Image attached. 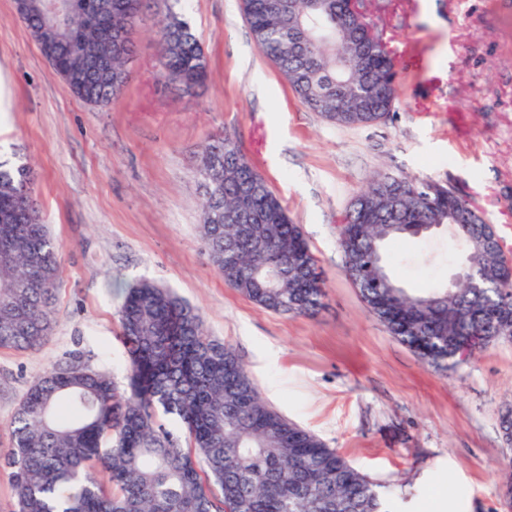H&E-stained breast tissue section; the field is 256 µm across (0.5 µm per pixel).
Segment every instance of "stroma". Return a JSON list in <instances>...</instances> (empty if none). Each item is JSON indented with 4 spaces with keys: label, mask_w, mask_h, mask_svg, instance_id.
Wrapping results in <instances>:
<instances>
[{
    "label": "stroma",
    "mask_w": 512,
    "mask_h": 512,
    "mask_svg": "<svg viewBox=\"0 0 512 512\" xmlns=\"http://www.w3.org/2000/svg\"><path fill=\"white\" fill-rule=\"evenodd\" d=\"M208 65L186 94L165 85L158 10L143 14L123 93L95 107L66 92L0 0V158L34 169L59 247L54 330L36 351L0 349V452L37 376L80 358L125 384L118 309L147 279L197 307L278 413L391 486L396 512H507L499 426L512 406V338L441 373L368 311L343 271L338 224L377 172L430 177L471 198L512 256V0H371L397 73L386 120L338 127L310 110L256 49L240 0H189ZM242 152L299 224L326 296L311 317L264 309L229 287L199 233L197 167L214 136ZM407 289L447 284L461 249L446 229L386 247Z\"/></svg>",
    "instance_id": "1"
}]
</instances>
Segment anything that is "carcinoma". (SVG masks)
I'll use <instances>...</instances> for the list:
<instances>
[{"mask_svg": "<svg viewBox=\"0 0 512 512\" xmlns=\"http://www.w3.org/2000/svg\"><path fill=\"white\" fill-rule=\"evenodd\" d=\"M149 0H112V22L134 29ZM166 3L158 33L161 74L197 86L207 63L190 20ZM241 0L258 51L297 97L340 127L370 126L394 107L390 54L367 49L363 24L346 0ZM99 0H66L65 26L38 0L17 12L41 54L73 96L108 104L125 85L134 41L111 51L93 23ZM203 244L232 288L278 313L312 316L325 295L301 269L309 245L236 141L211 140L198 170ZM370 180L338 229L348 277L371 275L368 244L414 238V224H442L469 248L478 288L448 299L433 288H361L368 310L425 364L458 365L449 341L481 339L482 350L511 338L512 265L492 225L467 197L436 181L397 175ZM31 168L0 160V348L36 350L52 333L57 248L41 223ZM244 209L255 232L224 223ZM127 387L70 363L32 382L11 420L12 446L0 454L15 512H392L379 485L315 434L262 398L233 349L209 336L200 311L153 281L131 287L118 311Z\"/></svg>", "mask_w": 512, "mask_h": 512, "instance_id": "1", "label": "carcinoma"}]
</instances>
